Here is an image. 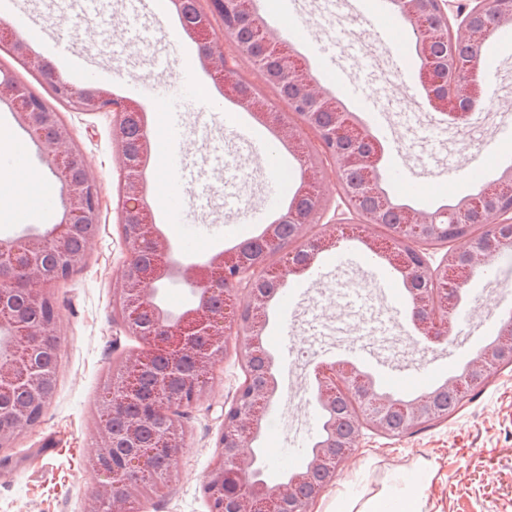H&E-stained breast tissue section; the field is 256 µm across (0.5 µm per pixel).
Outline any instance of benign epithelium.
Listing matches in <instances>:
<instances>
[{
    "label": "benign epithelium",
    "instance_id": "benign-epithelium-1",
    "mask_svg": "<svg viewBox=\"0 0 512 512\" xmlns=\"http://www.w3.org/2000/svg\"><path fill=\"white\" fill-rule=\"evenodd\" d=\"M208 2V9L186 27L198 44L202 66L224 84L225 95L252 109L259 102L241 95L229 80L223 45L234 56L250 61L263 79L276 81L309 137H302L278 112L261 116L308 163L288 207L258 237L180 267L173 264L172 243L154 223L147 200L144 170L150 140L138 106L113 97L98 85L75 87L29 52L14 28L0 25V49L47 75L55 100L77 111L112 113L113 146L123 161L119 223L124 240L135 241L150 257L147 264L127 260L114 289L117 323L125 334L146 339L148 348L110 376L105 396L96 407L99 451L92 466L103 481L87 512H129L130 501L146 487L141 477L155 484L166 482L170 460L185 442L186 427L180 416L205 394L213 369L224 359L225 336L232 330L248 336L236 350L248 375L224 410L218 454L203 486L209 512H311V505L336 478V468L359 446V427L390 436L397 412L400 435L430 427L444 414V397L450 393L461 396L485 385L489 376L512 362V320L507 319L498 336L474 352L458 374L408 400L380 391L351 363L326 368L314 392L323 435L303 466L275 485L252 479L258 459L240 449L251 447L262 434L267 409L282 395L275 362L262 345L274 292L266 284L302 274L320 253L338 246L340 238L317 233L315 224L331 216L329 223L357 234L400 272L408 286L417 335L428 344H440L451 337L460 289L483 269L485 255L512 248V166L449 208L425 212L403 204L387 192L378 176L379 145H374L373 152L339 147L346 140L372 141L368 130L322 87L307 63L284 45L264 18L249 9L247 0ZM394 4L413 26L422 62L419 81L428 105L444 114L448 123L467 125L470 112L482 104L485 86L478 57L465 60L460 56L463 41L454 37L453 25L468 33L466 42L480 43L492 31L512 27V0H394ZM215 15L224 18L220 38L212 26ZM242 21L262 34L264 43L275 49L273 55H260L251 43L230 36ZM2 105L41 145L43 163L61 184L63 205L57 223L50 227L17 239H0V281L19 272L24 291L50 303L47 289L84 264L85 249H75L71 239L77 234L85 242L93 236L99 224L98 185L79 147L61 149L71 141V130L59 113L6 73L0 75ZM133 116L139 119V148L128 152L123 143L128 119ZM329 171L339 183L340 207L334 211L316 190ZM477 212L483 220L476 229L472 217ZM393 213L399 221L388 227ZM282 224L293 226L297 248L286 268L264 266L261 256L282 247ZM460 238L469 240V248H450ZM164 277L176 279L190 294L183 308L172 311L160 302L154 285ZM230 283L249 293L246 306H236L226 290ZM9 292L0 289L1 449L40 419L51 397L49 386L55 383L59 346L56 312L19 332ZM144 311L151 313L150 320L141 318ZM20 381L25 383L24 397L4 398L2 392ZM342 392L351 396L354 412L339 430L336 403Z\"/></svg>",
    "mask_w": 512,
    "mask_h": 512
}]
</instances>
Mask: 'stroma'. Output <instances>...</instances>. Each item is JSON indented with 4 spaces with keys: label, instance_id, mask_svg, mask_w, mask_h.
Instances as JSON below:
<instances>
[{
    "label": "stroma",
    "instance_id": "1",
    "mask_svg": "<svg viewBox=\"0 0 512 512\" xmlns=\"http://www.w3.org/2000/svg\"><path fill=\"white\" fill-rule=\"evenodd\" d=\"M11 2L14 14L42 33L41 40L29 43L33 54L46 56L47 43L65 37L73 55L89 69L106 72L103 87L116 98L136 102L147 123H161L158 103L136 92L147 82L193 80L222 99L220 113L183 111L182 203L204 235L195 256L205 258L261 232L258 224L245 225L239 233L225 231L226 225L240 222L247 207L263 205L267 177L248 143L224 120L225 114L240 111L238 103L200 65L197 46L180 34L174 11L157 13L152 0H98L92 8L75 0L68 11L60 0ZM292 2L307 38L291 41V48L314 69V46L331 47L338 78L322 79V86L335 96H342L340 82L358 86V98L342 97L346 110L364 120L375 117L387 159L397 160L407 180L427 184L428 194L411 197L410 205L432 211L473 192V185L458 184L450 174L451 167L462 164L461 146L468 143V134L460 133L454 146L433 139L429 131L441 116L427 106L418 79L380 80L381 71L400 68L393 42L374 31L367 54L341 46L344 25L370 19L363 0H347L344 12L335 15L327 14L323 0ZM408 85L413 88L409 95L403 92ZM55 109L97 181L100 220L87 242L84 265L50 289L60 334L55 392L40 421L11 449L0 451V512H85L101 482L89 465L98 452L94 408L109 372L146 347L139 337L118 334L114 325L112 295L128 250L119 224L122 167L112 144V117L77 112L60 103ZM243 114L245 121L254 122L253 111ZM244 165L254 174L245 188L234 178L236 168ZM206 183L226 186L227 191L201 195ZM328 258L324 252L317 259L327 272L320 282L306 273L286 278L285 287L298 289L291 311H283L276 299L269 306L265 345L277 361L283 390H314L316 369L300 371L294 363L299 346L308 345L317 331L329 337L320 346L321 366L352 362L387 378L390 395L407 398L415 395L409 382L412 372L423 369L437 381L448 380L450 364L465 365L497 334L482 307L492 297L485 278L477 276L469 283L470 294L479 296L481 304L470 307L467 321L457 323L454 341L426 348L415 334L408 307L397 302L407 294L401 280L388 284L358 262L336 266ZM351 278L373 283L376 319H355L337 294L338 284ZM241 342L240 335L229 336L205 398L187 410V438L170 463L167 485L133 502L132 512H209L203 485L216 454L222 411L243 379L235 356ZM314 410L313 402L295 406L284 398L266 413L261 446L267 482L284 478L279 460L289 449L308 447L313 426L294 435L288 427ZM338 472L339 481L324 491L313 512H336L339 500H365L407 478L420 484L426 512H512V369H499L485 386L468 393L451 416L425 430L393 438L364 432Z\"/></svg>",
    "mask_w": 512,
    "mask_h": 512
}]
</instances>
